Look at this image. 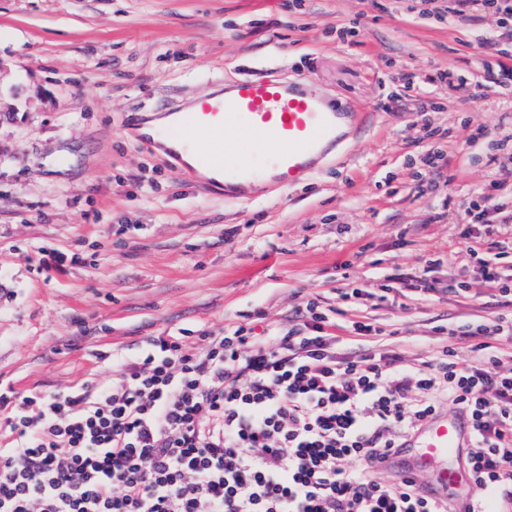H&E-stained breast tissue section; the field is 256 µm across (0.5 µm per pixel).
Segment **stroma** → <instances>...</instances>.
I'll return each mask as SVG.
<instances>
[{
	"label": "stroma",
	"mask_w": 512,
	"mask_h": 512,
	"mask_svg": "<svg viewBox=\"0 0 512 512\" xmlns=\"http://www.w3.org/2000/svg\"><path fill=\"white\" fill-rule=\"evenodd\" d=\"M414 0H0V80H20L19 111L0 126V379L17 393L118 379L97 351L135 356L144 337L247 324L287 331L311 297L366 321L391 349L446 343L458 322L498 315L495 286L466 261L485 239L461 203L490 178L512 225V84L492 83L480 49L512 45L495 18L423 16ZM357 26L354 37L340 28ZM453 71L467 97L427 96L395 78ZM248 74L312 79L356 119L303 183L248 195L203 193L153 141L145 114ZM443 173L426 171L432 148ZM82 254L45 277L40 248ZM427 275L423 296L402 285ZM465 279L469 298L449 292ZM367 299L343 300L353 289Z\"/></svg>",
	"instance_id": "35a3bbf8"
}]
</instances>
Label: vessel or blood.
Listing matches in <instances>:
<instances>
[{"mask_svg": "<svg viewBox=\"0 0 512 512\" xmlns=\"http://www.w3.org/2000/svg\"><path fill=\"white\" fill-rule=\"evenodd\" d=\"M351 113L329 105L297 81L273 76L237 80L230 94L204 97L195 111L178 115L166 143L193 149L202 164L224 174L237 195L256 182L293 185L318 167L345 138ZM471 424L462 412L437 414L423 422L384 461L413 478L425 472L426 493L452 501L465 512L472 497L464 455Z\"/></svg>", "mask_w": 512, "mask_h": 512, "instance_id": "obj_1", "label": "vessel or blood"}]
</instances>
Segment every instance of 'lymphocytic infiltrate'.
<instances>
[{
    "label": "lymphocytic infiltrate",
    "mask_w": 512,
    "mask_h": 512,
    "mask_svg": "<svg viewBox=\"0 0 512 512\" xmlns=\"http://www.w3.org/2000/svg\"><path fill=\"white\" fill-rule=\"evenodd\" d=\"M422 14L512 22V0H419ZM288 330L149 336L118 381L19 396L0 444V512H456L378 462L441 407L473 424L479 512L512 498V369L504 317L467 321L432 358L341 353L315 298ZM465 344L468 355L457 346Z\"/></svg>",
    "instance_id": "lymphocytic-infiltrate-1"
}]
</instances>
